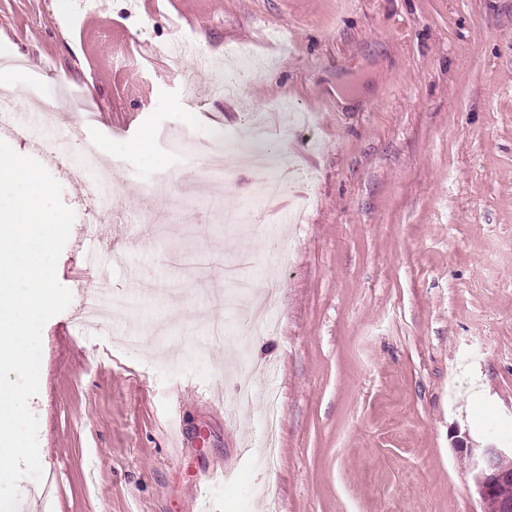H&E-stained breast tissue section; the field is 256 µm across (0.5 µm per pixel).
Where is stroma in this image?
Wrapping results in <instances>:
<instances>
[{"label": "stroma", "mask_w": 512, "mask_h": 512, "mask_svg": "<svg viewBox=\"0 0 512 512\" xmlns=\"http://www.w3.org/2000/svg\"><path fill=\"white\" fill-rule=\"evenodd\" d=\"M0 56L31 128L0 140L111 156L92 227L49 168L75 213L29 402L55 512H479L454 437L512 446V0H0ZM228 144L294 158L302 223L245 208L263 172L207 181ZM237 277L276 282L267 322ZM94 288L134 304L85 334Z\"/></svg>", "instance_id": "obj_1"}]
</instances>
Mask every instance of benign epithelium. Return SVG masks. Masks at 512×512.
Returning <instances> with one entry per match:
<instances>
[{"label": "benign epithelium", "mask_w": 512, "mask_h": 512, "mask_svg": "<svg viewBox=\"0 0 512 512\" xmlns=\"http://www.w3.org/2000/svg\"><path fill=\"white\" fill-rule=\"evenodd\" d=\"M472 480L480 512H512V447H475L465 439L455 441Z\"/></svg>", "instance_id": "1"}]
</instances>
